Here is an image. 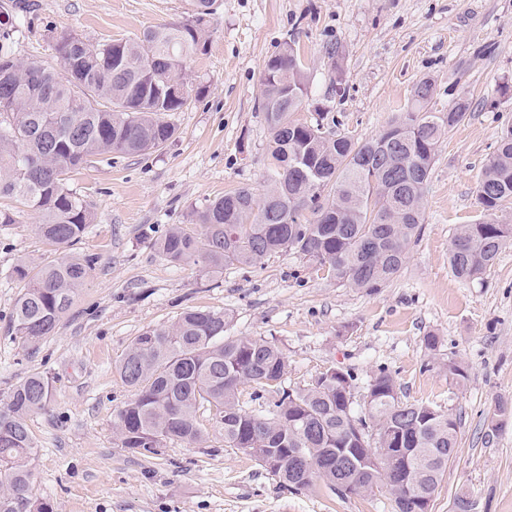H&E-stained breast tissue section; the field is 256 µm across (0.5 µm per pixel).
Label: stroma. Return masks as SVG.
<instances>
[{"mask_svg":"<svg viewBox=\"0 0 512 512\" xmlns=\"http://www.w3.org/2000/svg\"><path fill=\"white\" fill-rule=\"evenodd\" d=\"M184 11L185 0H30L17 55L54 67L51 32L128 39ZM205 39L206 53L186 76L206 92L172 115L177 133L164 149L101 156L69 173L67 188L95 214L77 245L95 265L55 334L34 347L9 327L23 287L11 272L19 260L43 265L59 254L21 201L0 198L15 217L0 225V398L33 372L51 382L46 409L28 419L37 448L32 496L53 512H394L385 492L342 498L321 485L284 487L226 448L207 412L198 417L202 444L174 441L152 458L120 447L113 422L131 393L116 364L146 328L207 308L229 315L230 335L275 341L287 357L288 388L336 366L357 376L359 405L370 377L389 371L403 400L460 423L431 512H452L460 495L476 512H512V413L490 427L498 403L512 406V246L480 283L456 279L448 266L456 229L483 218L477 179L512 124V0H217ZM287 45L308 87L298 119L327 115L336 133L354 139L380 134L425 77L435 82L429 111L472 103L438 149L406 266L376 292L342 286L284 252L214 274L200 262L170 263L153 246L226 192L265 193L261 77ZM431 331L440 338L434 352L423 344ZM451 359L466 367L463 383L442 370Z\"/></svg>","mask_w":512,"mask_h":512,"instance_id":"1","label":"stroma"}]
</instances>
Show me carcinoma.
Segmentation results:
<instances>
[{"label":"carcinoma","mask_w":512,"mask_h":512,"mask_svg":"<svg viewBox=\"0 0 512 512\" xmlns=\"http://www.w3.org/2000/svg\"><path fill=\"white\" fill-rule=\"evenodd\" d=\"M23 0H0V196H19L38 216L36 231L63 257L34 269H13L25 282L11 314L15 335L35 346L53 335L89 274L93 258L70 252L93 223L88 205L65 186L68 173L103 154L134 155L162 149L176 133L167 119L202 88L184 78L187 65L207 50L205 29L216 0H186L178 23L150 27L129 39L93 43L72 33L53 37L59 68L22 61L13 51ZM264 121L270 132L271 187L256 195L237 188L195 216L197 229L179 224L154 242L171 263L194 259L216 271L252 267L285 252L313 263L349 288L375 292L403 270L421 234L423 200L441 141L470 110L459 101L429 112L433 82L416 85L406 112L378 136L355 141L323 120L294 118L308 94L301 60L290 45L271 57L262 77ZM486 220L464 224L448 252L451 273L463 282L484 280L512 224L498 219L512 201V125L478 179ZM227 314L184 312L168 328L136 336L116 366L131 397L118 410L121 447L143 457L170 441L203 440L197 414L222 413L224 447L257 462L279 460L270 473L295 489L321 481L338 491L346 456H362L377 435L378 448L410 452V480L434 496L457 445L459 423L425 403L402 400L394 378L381 369L365 387L370 409L355 410L357 378L331 367L297 390L284 386L286 359L275 342L227 335ZM277 396L263 410L240 404ZM51 395L49 378L33 372L0 400V512H52L29 493L36 446L28 427ZM363 485L394 491L395 476L374 468Z\"/></svg>","instance_id":"carcinoma-1"}]
</instances>
